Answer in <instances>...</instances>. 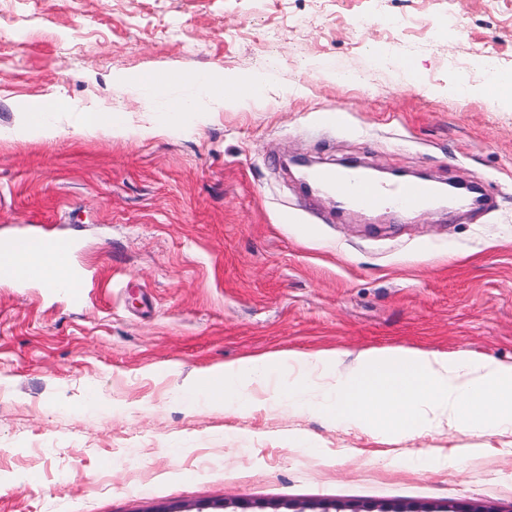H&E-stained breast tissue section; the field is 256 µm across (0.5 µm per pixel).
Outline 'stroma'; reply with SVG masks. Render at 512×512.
I'll use <instances>...</instances> for the list:
<instances>
[{
    "label": "stroma",
    "instance_id": "1",
    "mask_svg": "<svg viewBox=\"0 0 512 512\" xmlns=\"http://www.w3.org/2000/svg\"><path fill=\"white\" fill-rule=\"evenodd\" d=\"M479 49L512 71V0H0V241L69 238L82 274L77 302L0 277V512H512V433H365L258 388L244 409L183 394L282 351L512 366V98L482 95ZM265 63L254 97L208 98ZM159 70L188 79L141 83ZM43 102L57 135L24 136ZM291 156L477 181L492 206L339 215ZM80 124L82 129L89 133L98 130L114 132L123 127L124 118L121 114L112 115V112H85L80 116Z\"/></svg>",
    "mask_w": 512,
    "mask_h": 512
}]
</instances>
